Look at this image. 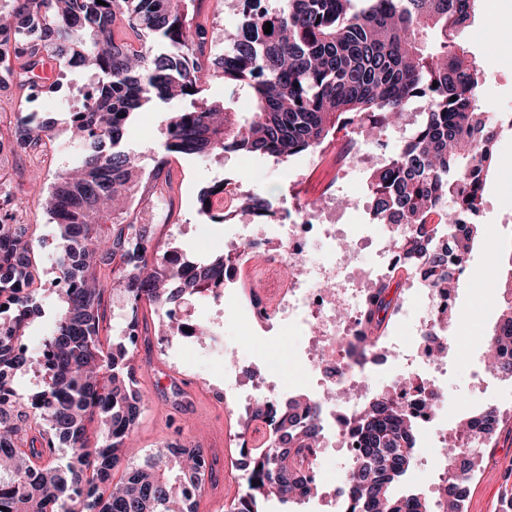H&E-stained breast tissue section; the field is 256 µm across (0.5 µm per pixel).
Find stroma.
I'll use <instances>...</instances> for the list:
<instances>
[{
  "label": "stroma",
  "instance_id": "35a3bbf8",
  "mask_svg": "<svg viewBox=\"0 0 512 512\" xmlns=\"http://www.w3.org/2000/svg\"><path fill=\"white\" fill-rule=\"evenodd\" d=\"M507 8H493L484 0L473 23L465 29L466 42L484 73L482 95L487 105L502 116L512 115V55L506 54L502 43L512 34V0ZM33 109L52 113L56 125L57 151L52 164L43 166L44 182H52L56 172L71 163L78 152L66 132L65 99H35ZM176 104L157 103L148 116H134L124 148L135 155L142 170L151 172L157 154L166 140V123ZM172 179L181 191L169 199L160 200L144 194L139 203L142 223L155 227L159 244L170 243L181 248L188 258H202L223 249L227 228L204 220L196 212V198L200 190L217 176L232 180L244 192H268L273 198L275 214L272 223H279L281 215L294 191H301L303 203L318 200L323 185L336 180L347 204L343 223L348 226L350 240L356 241L375 235L379 229L369 207H357V200L366 198L369 176L363 164H355L347 175H340L331 162H318L315 153H304L289 161L277 163L260 156L242 158L238 153H227L207 160L190 156H173L170 165ZM27 221L33 226L31 239L33 253L41 273L38 298L41 312L27 329L24 343L38 350L49 336L60 308L57 271L54 267L57 231L47 215L31 206ZM482 235L476 240L467 264L468 273L457 281L456 298L452 309L450 331L468 337L464 348L449 347L446 354L448 375L442 381L444 400L441 411L429 433L420 435L416 467L410 482L413 488L428 490L441 473L443 450L436 442L442 433L461 414L489 405L498 407L500 424L494 444L485 450L476 478L466 492V512H511L507 509V486L512 483V382L487 377L477 383L471 375V365L485 355L483 338L494 327L497 317L496 289L475 288L473 274L497 278L503 260L512 256V166L492 165L481 208ZM176 310L193 322L207 323L214 331L206 348L168 339L165 345L139 347L135 371L136 380L146 394L147 405L142 418L124 450L129 463L141 461L162 444L173 442L181 446L193 445L205 439L216 461L220 476L206 484L197 498V512H225L228 503L237 495L239 486L235 474L242 460L239 448H227V435L239 429L237 416L231 415L224 403V354L232 351L245 368L265 371L276 368L282 385L296 386L299 393L311 394L314 378L295 381L287 362L288 356L303 351L305 339L288 329L250 330L241 335L235 323L225 320L224 302L217 299H182ZM185 377L195 388L194 398L170 411L167 404L165 372Z\"/></svg>",
  "mask_w": 512,
  "mask_h": 512
}]
</instances>
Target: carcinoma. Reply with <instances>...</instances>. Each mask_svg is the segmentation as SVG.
<instances>
[{
    "label": "carcinoma",
    "instance_id": "1",
    "mask_svg": "<svg viewBox=\"0 0 512 512\" xmlns=\"http://www.w3.org/2000/svg\"><path fill=\"white\" fill-rule=\"evenodd\" d=\"M198 0H0V75L25 92L0 113V143L19 154H48L54 122L29 111L35 86L54 93L73 70L89 72L80 105L68 113L79 147L73 166L50 185L37 172L0 168V507L6 512H196L195 491L214 478L209 450L166 445L137 465L122 466L124 448L143 414L137 387L140 322L145 303L160 310L179 295H220L224 253L200 261L153 243L152 225L129 221L142 182L164 196L170 174L148 176L117 149L134 113L155 103L184 106L167 124L161 156L208 158L224 153L285 161L366 127L398 134L389 156L368 176L373 218L389 228L397 272L372 294L355 362L380 346L399 307L392 284L419 274L430 288H452L448 251L467 266L482 233L478 217L494 144L504 120L482 95L483 72L461 39L478 0H235L239 26L227 50L212 55L214 28ZM271 33H264L266 23ZM219 80L244 92L252 117L241 124L224 102L204 95ZM456 100H451V97ZM426 111L400 127L416 100ZM39 196L59 230L56 270L64 282L55 329L41 352L23 338L39 312L38 265L25 223L23 196ZM214 186L203 188L197 213L214 223ZM236 209L262 220L273 203L239 194ZM123 293L124 338L106 345L108 290ZM498 318L484 337L485 370L512 380V254L497 284ZM38 368L43 387L24 401L16 377ZM322 399L300 394L274 418L271 440L254 449L242 489L228 512H263L270 499L301 503L317 494L307 474L321 439ZM96 424L95 440L88 425ZM358 457L344 478L352 512H464L466 487L499 424L490 406L458 419L448 466L430 500L402 486L416 466L418 422L401 398L379 393L348 419ZM38 427V435L28 430ZM40 446H35L37 439ZM120 477H115L117 471Z\"/></svg>",
    "mask_w": 512,
    "mask_h": 512
}]
</instances>
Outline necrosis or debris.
<instances>
[{
    "instance_id": "4bbe7bcc",
    "label": "necrosis or debris",
    "mask_w": 512,
    "mask_h": 512,
    "mask_svg": "<svg viewBox=\"0 0 512 512\" xmlns=\"http://www.w3.org/2000/svg\"><path fill=\"white\" fill-rule=\"evenodd\" d=\"M337 191L336 185L326 186L321 208L311 211L300 201H293L283 223L275 227L248 224L243 230L231 231L224 265V285L229 288L242 277L248 252L263 253L268 268L279 275V290L273 295L264 290L256 292L251 318L298 330L313 345L304 360L319 374L323 392L332 396L321 417V442L308 470L317 483L327 480L325 460L330 453H339L349 462L357 455L355 441L345 426V408L352 405L356 388L366 376L346 348L356 342L362 330L364 308L373 288L386 279L394 264L390 235L382 230L368 243L377 253V264L371 270L358 272L344 229L336 222ZM315 246L323 250V258L317 263L309 258ZM411 286V302L398 310L410 332L419 337L427 331L445 335L443 320L449 297L428 288L420 278L412 280ZM224 395L241 416L251 410L256 400L274 406L288 398L276 379L261 374L247 389L228 376Z\"/></svg>"
}]
</instances>
